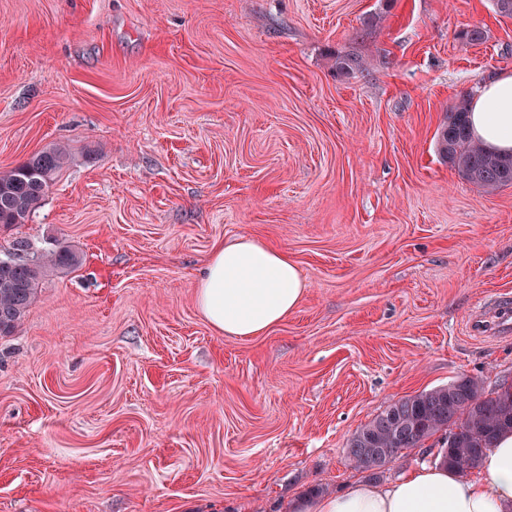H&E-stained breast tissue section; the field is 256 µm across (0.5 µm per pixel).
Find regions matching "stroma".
I'll return each instance as SVG.
<instances>
[{"label":"stroma","instance_id":"1","mask_svg":"<svg viewBox=\"0 0 512 512\" xmlns=\"http://www.w3.org/2000/svg\"><path fill=\"white\" fill-rule=\"evenodd\" d=\"M502 70L493 0H0V170L73 157L0 250L83 258L0 337V512H297L367 480L347 440L392 402L512 380L465 328L512 297V185L437 144ZM241 237L305 282L254 338L196 305Z\"/></svg>","mask_w":512,"mask_h":512}]
</instances>
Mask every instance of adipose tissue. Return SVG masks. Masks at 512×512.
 <instances>
[{"mask_svg":"<svg viewBox=\"0 0 512 512\" xmlns=\"http://www.w3.org/2000/svg\"><path fill=\"white\" fill-rule=\"evenodd\" d=\"M470 112L475 140L493 152L512 151V71L482 81ZM303 293L287 252L242 237L212 248L196 299L217 332L244 338L264 335L284 321ZM304 512H512V434L485 452L475 474L423 465L388 484L356 482L309 499Z\"/></svg>","mask_w":512,"mask_h":512,"instance_id":"1","label":"adipose tissue"}]
</instances>
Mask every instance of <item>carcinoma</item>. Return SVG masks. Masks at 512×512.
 <instances>
[{
  "instance_id": "cac0c4a2",
  "label": "carcinoma",
  "mask_w": 512,
  "mask_h": 512,
  "mask_svg": "<svg viewBox=\"0 0 512 512\" xmlns=\"http://www.w3.org/2000/svg\"><path fill=\"white\" fill-rule=\"evenodd\" d=\"M468 102L461 99L448 111V121L437 131L439 152L468 181L487 189L512 183V155L492 159L475 142L468 123ZM69 155L52 147L32 155L22 164L0 171V225L27 223L41 206ZM82 264L79 253L65 246L38 250L26 239H17L0 255V336L21 326L49 275ZM431 436L442 431L438 464L466 473L478 467L484 452L499 436L512 432V387L485 392L469 376L446 386L401 398L382 414L355 431L348 447L370 445L386 448L396 457L414 447L412 431Z\"/></svg>"
}]
</instances>
